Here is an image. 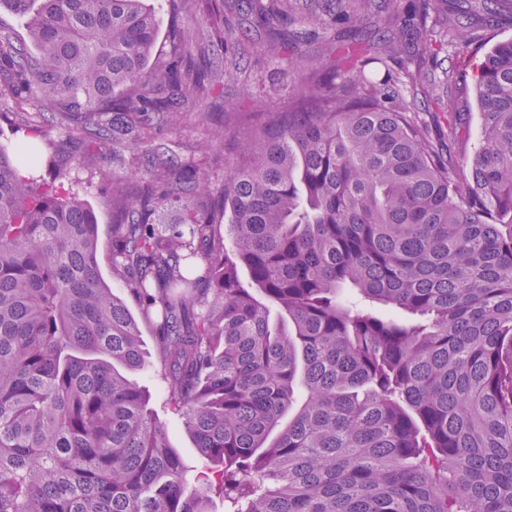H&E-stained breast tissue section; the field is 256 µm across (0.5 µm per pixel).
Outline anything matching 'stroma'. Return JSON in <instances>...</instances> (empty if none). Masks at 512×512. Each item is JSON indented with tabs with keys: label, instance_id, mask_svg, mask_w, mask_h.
Wrapping results in <instances>:
<instances>
[{
	"label": "stroma",
	"instance_id": "stroma-1",
	"mask_svg": "<svg viewBox=\"0 0 512 512\" xmlns=\"http://www.w3.org/2000/svg\"><path fill=\"white\" fill-rule=\"evenodd\" d=\"M160 18L153 60L164 59L171 47L174 15H181L185 25L202 30L206 24L202 15L196 13L189 0H145ZM226 26L238 31L237 51L240 61V81L236 84H216L208 95L203 97L191 111L190 123L175 128L163 129L162 137L174 140L182 160H197L205 153L207 129L216 120H223L225 133H232L236 116L253 109V101L241 92L242 85L249 84L254 89L268 86L277 91L279 101H286L294 86L293 78L284 73L285 64L269 48L266 37L256 26L242 24L234 8L224 11ZM512 38V21L498 19L492 22L478 23L474 26V39L468 47H448L438 55L425 51L414 52L408 60L411 69L419 70L425 84L448 74H457L458 80L452 86V94L439 98L427 92H417L415 96V116L428 126L429 134L435 143L449 146L456 163H464L471 154L474 144L480 139L479 109L475 95L474 70L489 47L501 40ZM456 124L460 133L457 138H449V124ZM71 177L76 183L83 199L95 212L99 223L102 251L99 256L100 272L107 280L113 292L119 298H125L127 291L123 282L114 280L109 261V249L112 242V208L109 200L112 186L100 182L94 170L74 169ZM149 398L150 407L161 421L169 426V438L172 447L177 448L184 463L195 466L199 463V454L190 434L179 424L166 405L168 390L152 369H144L135 376Z\"/></svg>",
	"mask_w": 512,
	"mask_h": 512
}]
</instances>
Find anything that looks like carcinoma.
I'll list each match as a JSON object with an SVG mask.
<instances>
[{"instance_id": "cac0c4a2", "label": "carcinoma", "mask_w": 512, "mask_h": 512, "mask_svg": "<svg viewBox=\"0 0 512 512\" xmlns=\"http://www.w3.org/2000/svg\"><path fill=\"white\" fill-rule=\"evenodd\" d=\"M148 66L142 0H0V96L22 134L0 145V512H512V39L474 76L482 141L469 177L411 115V47L473 40L512 0H418L381 47L327 42L288 105L235 127L243 153L211 185L169 140L181 109L237 77L224 0ZM388 8L330 0L333 31ZM283 59L297 0H239ZM69 140L133 155L112 183V273L69 172L47 181L45 114ZM410 318L355 312L347 295ZM278 312L271 319V309ZM154 329L153 352L142 327ZM154 359L203 460L190 476L130 378Z\"/></svg>"}]
</instances>
